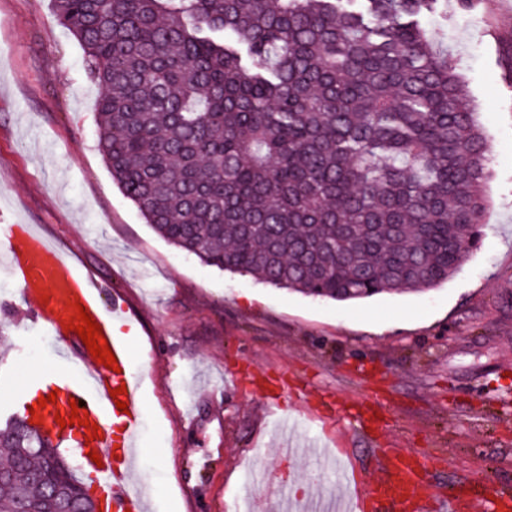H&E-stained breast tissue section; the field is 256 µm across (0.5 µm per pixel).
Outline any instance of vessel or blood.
<instances>
[{
  "instance_id": "1",
  "label": "vessel or blood",
  "mask_w": 512,
  "mask_h": 512,
  "mask_svg": "<svg viewBox=\"0 0 512 512\" xmlns=\"http://www.w3.org/2000/svg\"><path fill=\"white\" fill-rule=\"evenodd\" d=\"M0 232L10 239L6 260L19 283L28 321L55 337L63 348L65 366L76 372L75 378L63 383L46 378L43 395L63 391L66 400L77 401L79 413L87 415L90 425L80 431L88 440L83 450L96 452L102 462L98 478L110 492L113 512H147L149 494L133 479L143 424V383L132 370L129 343L112 332L119 313L109 312L101 302L100 284L78 274L62 249L33 225L1 224ZM77 302L100 326L101 337L116 358V370L99 363L69 329ZM118 387L123 394L116 399L111 391ZM122 402L127 405L123 411L118 408ZM427 469L423 459L394 452L367 488L365 504L372 512L386 503L396 506L397 512H412L417 502L433 495L424 480Z\"/></svg>"
}]
</instances>
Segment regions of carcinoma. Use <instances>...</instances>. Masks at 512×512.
Instances as JSON below:
<instances>
[{"label": "carcinoma", "instance_id": "carcinoma-1", "mask_svg": "<svg viewBox=\"0 0 512 512\" xmlns=\"http://www.w3.org/2000/svg\"><path fill=\"white\" fill-rule=\"evenodd\" d=\"M440 0H53L99 86L98 148L169 245L306 297L428 290L485 223L487 144ZM0 512L53 482L50 437L0 427Z\"/></svg>", "mask_w": 512, "mask_h": 512}]
</instances>
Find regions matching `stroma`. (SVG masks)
<instances>
[{
    "mask_svg": "<svg viewBox=\"0 0 512 512\" xmlns=\"http://www.w3.org/2000/svg\"><path fill=\"white\" fill-rule=\"evenodd\" d=\"M444 37L488 145L485 228L447 283L315 300L202 265L158 237L97 146L98 87L51 0H0V221L39 227L138 328V480L150 512H240L285 497L353 504L382 448L420 453L437 486L512 487V0H447ZM0 288V407L32 342ZM363 407L378 425L341 416Z\"/></svg>",
    "mask_w": 512,
    "mask_h": 512,
    "instance_id": "35a3bbf8",
    "label": "stroma"
}]
</instances>
